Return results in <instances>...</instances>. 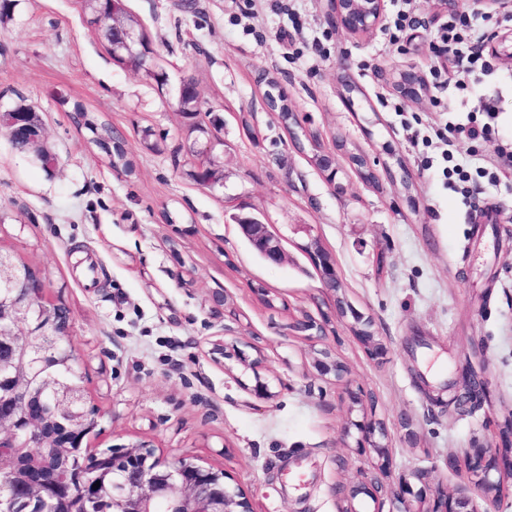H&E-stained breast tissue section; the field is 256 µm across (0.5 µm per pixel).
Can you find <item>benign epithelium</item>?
<instances>
[{
	"instance_id": "1",
	"label": "benign epithelium",
	"mask_w": 512,
	"mask_h": 512,
	"mask_svg": "<svg viewBox=\"0 0 512 512\" xmlns=\"http://www.w3.org/2000/svg\"><path fill=\"white\" fill-rule=\"evenodd\" d=\"M328 17L335 26L354 36L373 33L386 18L385 0H328ZM443 11L460 12L467 7L481 6L494 12L512 13V0H438ZM400 93L409 100L422 97L427 89L425 76L416 71H406L397 80ZM241 233L265 256L267 262L279 264L284 253L279 241L267 230L266 225L248 218L239 225ZM316 265L323 270L321 279L325 288L336 291V269L331 257L322 253L316 256ZM13 288L9 298L0 299V464L11 457L19 448H54L44 434V411L59 407L66 409L69 431L78 436L82 432H91L97 425L96 418L83 410L85 393L77 394L69 387L52 388L53 403H48L45 391L47 379H38V373L44 368L53 352L46 349L44 337L47 332L36 334L29 330L23 336L16 333L19 323H29L28 314L33 302L45 297L47 285L43 280L32 282L24 276L15 275L5 280ZM336 307L343 313L350 312L354 320L364 323L362 342L370 354L376 358L384 355L385 347L375 338L369 322L351 309L344 301H336ZM210 353L217 362L224 358L236 357L247 365L254 374L255 384L252 391L260 398L272 397L269 383L257 371L258 362H247L239 351L228 352L224 341L212 343ZM321 376L339 378L344 372L343 366L328 352L315 363ZM479 385L480 396L487 393L486 381L473 366H468L464 391L455 396L461 406L471 403ZM362 434V441L375 452L380 476L368 483H361L350 489V497L366 494L372 498L384 490L381 477H390V448L375 440L385 437L383 423L369 420L355 423ZM507 469L512 472V451L500 446L475 445L466 450L465 468L459 471L461 484L455 493L450 494L439 486H424L413 491L411 484L404 478H398L397 489L393 496L403 501L413 495L419 499L432 496L436 507L430 512H480L469 492L473 484L481 489L484 497L493 501L497 497L499 484L492 481L490 472ZM18 486L28 498L46 500L56 499L49 509L39 512H56L67 497L56 495L52 489L43 488L39 482H29L19 478ZM165 499L170 503L169 512H253L251 503L239 488L231 485L230 476L222 471L207 469L197 464L189 456H179L169 462H160L153 458V451L147 444L120 446L112 451V510L113 512H154L156 501Z\"/></svg>"
}]
</instances>
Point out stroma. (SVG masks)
I'll return each instance as SVG.
<instances>
[{"label": "stroma", "instance_id": "obj_1", "mask_svg": "<svg viewBox=\"0 0 512 512\" xmlns=\"http://www.w3.org/2000/svg\"><path fill=\"white\" fill-rule=\"evenodd\" d=\"M284 2L128 0L167 75L160 86L112 58L81 0H18L0 22V111L24 96L58 162L45 171L0 133V249L39 271L48 298L70 312L68 339L99 412L90 452L145 441L159 461L192 457L230 474L254 512H393L389 492L346 495L374 475V453L345 432L351 421L384 423L392 478L422 472L452 492L454 462L475 444H499L495 424L512 416V184L484 183L466 199L444 187L391 108L400 72L438 63L428 45L447 15L436 0H411L420 24L395 43L381 28L364 37L336 28L327 0H302L295 22ZM321 38L324 57L313 48ZM490 62L468 79L497 91L494 125L512 140V65ZM265 72L304 132L335 153L336 182L267 109ZM188 74L223 121L215 188L191 178V141L172 105ZM434 95L404 102L425 129L474 106L451 86L443 113ZM75 101L122 135L134 174L91 143ZM147 129L157 149L143 144ZM355 152L381 159L375 181L352 164ZM170 210L182 224L166 222ZM236 214L267 225L283 264L259 260ZM313 238L332 256L341 293L324 288L305 252ZM339 295L371 320L383 358L337 312ZM309 317L323 334L298 330ZM218 338L262 359L272 398L247 391L254 374L237 360L211 359ZM323 349L342 379L318 375ZM469 363L488 386L481 408L429 399L445 383L462 390Z\"/></svg>", "mask_w": 512, "mask_h": 512}]
</instances>
